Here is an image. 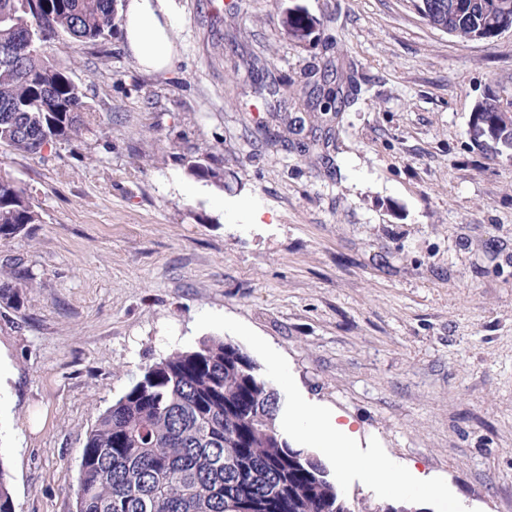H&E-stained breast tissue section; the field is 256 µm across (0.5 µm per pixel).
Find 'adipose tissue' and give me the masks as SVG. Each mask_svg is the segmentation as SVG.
Wrapping results in <instances>:
<instances>
[{
    "mask_svg": "<svg viewBox=\"0 0 512 512\" xmlns=\"http://www.w3.org/2000/svg\"><path fill=\"white\" fill-rule=\"evenodd\" d=\"M123 17L124 38L136 62L147 70L166 71L175 55L179 22L172 0H127ZM300 420L315 442L335 456L340 467L350 464L348 448L354 433L349 424H326L305 413Z\"/></svg>",
    "mask_w": 512,
    "mask_h": 512,
    "instance_id": "1",
    "label": "adipose tissue"
}]
</instances>
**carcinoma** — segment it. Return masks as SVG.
Returning a JSON list of instances; mask_svg holds the SVG:
<instances>
[{
  "instance_id": "1",
  "label": "carcinoma",
  "mask_w": 512,
  "mask_h": 512,
  "mask_svg": "<svg viewBox=\"0 0 512 512\" xmlns=\"http://www.w3.org/2000/svg\"><path fill=\"white\" fill-rule=\"evenodd\" d=\"M431 28L461 40L491 41L512 25V0H416ZM117 0H0V146L38 156L81 142L90 107L67 72L34 47L17 63L4 53L41 30L97 46L112 37ZM310 130L333 127L341 110L336 78L322 77ZM475 144L512 151V102L493 94L470 115ZM266 145L329 159L330 138L290 139L288 118L272 112L258 126ZM196 177L224 181L207 157L188 165ZM42 223L31 193L0 169V243ZM31 276L20 268L0 285V302H20ZM281 397L239 346L209 341L144 368L87 432L80 449L75 512H355L322 459L290 444L278 418ZM0 512H17L0 462Z\"/></svg>"
}]
</instances>
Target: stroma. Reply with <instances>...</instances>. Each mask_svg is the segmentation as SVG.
I'll use <instances>...</instances> for the list:
<instances>
[{"mask_svg": "<svg viewBox=\"0 0 512 512\" xmlns=\"http://www.w3.org/2000/svg\"><path fill=\"white\" fill-rule=\"evenodd\" d=\"M164 73L121 29L45 53L93 110L79 148L0 167L43 216L0 245L36 280L0 304V458L17 512H75L86 433L142 369L207 340L298 406L350 423L353 457L433 487L331 476L356 512H512V157L468 134L476 101L512 97V32L464 41L412 0H176ZM258 59L262 70L249 68ZM338 69L333 168L255 138L261 83ZM211 156L223 184L193 180ZM369 479L386 489L396 493H423L426 489L423 486H416L410 475L403 472L394 471L387 463L383 461H371L363 463Z\"/></svg>", "mask_w": 512, "mask_h": 512, "instance_id": "1", "label": "stroma"}]
</instances>
